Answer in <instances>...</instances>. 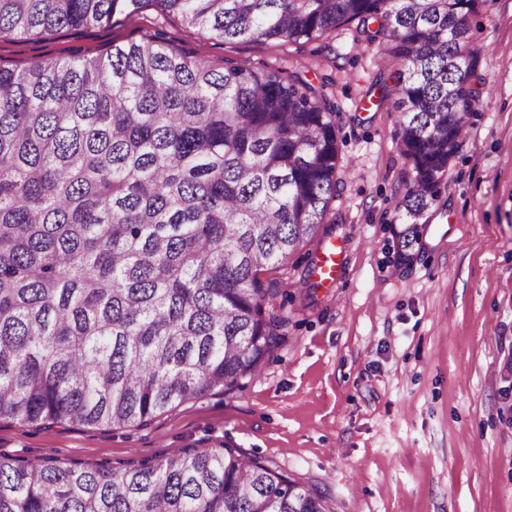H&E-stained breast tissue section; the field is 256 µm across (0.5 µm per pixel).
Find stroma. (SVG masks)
<instances>
[{
    "label": "stroma",
    "mask_w": 512,
    "mask_h": 512,
    "mask_svg": "<svg viewBox=\"0 0 512 512\" xmlns=\"http://www.w3.org/2000/svg\"><path fill=\"white\" fill-rule=\"evenodd\" d=\"M157 35L209 61L320 73L332 93L342 252L334 286L278 297L286 341L259 371L144 428L0 421V458L118 467L228 442L324 493L333 512H512V0L471 20L477 101L410 262L395 249L409 168L391 102L367 93L390 67L354 27L327 41L224 44L147 11L43 39H0V64L76 59Z\"/></svg>",
    "instance_id": "35a3bbf8"
}]
</instances>
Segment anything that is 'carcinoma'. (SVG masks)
<instances>
[{
    "label": "carcinoma",
    "mask_w": 512,
    "mask_h": 512,
    "mask_svg": "<svg viewBox=\"0 0 512 512\" xmlns=\"http://www.w3.org/2000/svg\"><path fill=\"white\" fill-rule=\"evenodd\" d=\"M495 0H0V38L153 8L226 43L356 24L396 66L380 101L408 160L397 254L439 197L476 98L470 18ZM377 24L371 29L370 24ZM297 72L157 37L0 65V420L146 427L255 374L286 338L296 252L333 234L342 108ZM0 512H331L234 445L116 469L0 458Z\"/></svg>",
    "instance_id": "obj_1"
}]
</instances>
